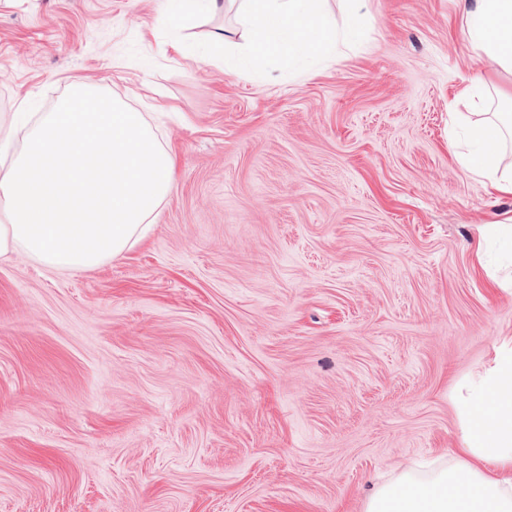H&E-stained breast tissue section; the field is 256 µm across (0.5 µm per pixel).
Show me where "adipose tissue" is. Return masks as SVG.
<instances>
[{
    "label": "adipose tissue",
    "mask_w": 512,
    "mask_h": 512,
    "mask_svg": "<svg viewBox=\"0 0 512 512\" xmlns=\"http://www.w3.org/2000/svg\"><path fill=\"white\" fill-rule=\"evenodd\" d=\"M462 35L471 50L486 61L490 78L461 89V96L494 94L512 103V88L495 84V76L512 75V0H460ZM324 0H240L241 37L226 33L228 72L239 76L264 73L279 60L335 62L338 45L353 44L362 35L361 0H345L343 25L329 22ZM469 145L448 149L467 172L490 189L512 195V172L502 167L503 151L512 143V117L481 112L468 123ZM512 357L495 360L485 378L471 388L470 401L480 415L466 426L453 459H440L422 476L414 469L380 485L366 500L365 512H512Z\"/></svg>",
    "instance_id": "adipose-tissue-1"
}]
</instances>
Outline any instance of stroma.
Instances as JSON below:
<instances>
[{
	"instance_id": "35a3bbf8",
	"label": "stroma",
	"mask_w": 512,
	"mask_h": 512,
	"mask_svg": "<svg viewBox=\"0 0 512 512\" xmlns=\"http://www.w3.org/2000/svg\"><path fill=\"white\" fill-rule=\"evenodd\" d=\"M334 66L236 77L166 0H0V123L86 83L177 157L89 272L0 258V512H364L512 355V218L448 151L458 0H363Z\"/></svg>"
}]
</instances>
